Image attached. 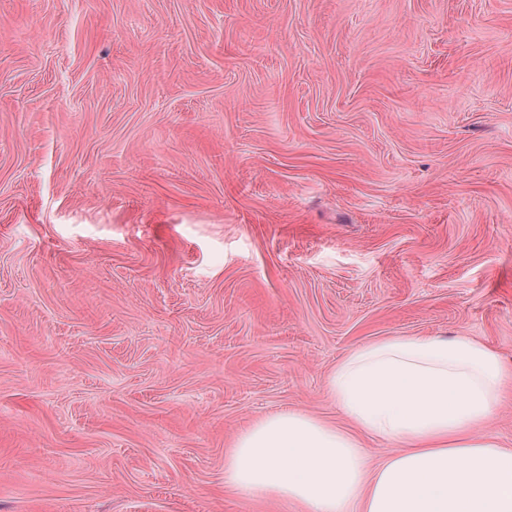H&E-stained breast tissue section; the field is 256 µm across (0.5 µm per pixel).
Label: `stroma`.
<instances>
[{
  "label": "stroma",
  "mask_w": 512,
  "mask_h": 512,
  "mask_svg": "<svg viewBox=\"0 0 512 512\" xmlns=\"http://www.w3.org/2000/svg\"><path fill=\"white\" fill-rule=\"evenodd\" d=\"M396 335L512 372V0H0V512H301L228 448Z\"/></svg>",
  "instance_id": "35a3bbf8"
}]
</instances>
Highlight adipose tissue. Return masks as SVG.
Returning <instances> with one entry per match:
<instances>
[{
  "mask_svg": "<svg viewBox=\"0 0 512 512\" xmlns=\"http://www.w3.org/2000/svg\"><path fill=\"white\" fill-rule=\"evenodd\" d=\"M498 354L466 337L387 336L328 378L346 431L288 411L255 421L224 458V483L305 512H512V449L485 433L502 402ZM399 443L367 473L360 435Z\"/></svg>",
  "mask_w": 512,
  "mask_h": 512,
  "instance_id": "1",
  "label": "adipose tissue"
}]
</instances>
